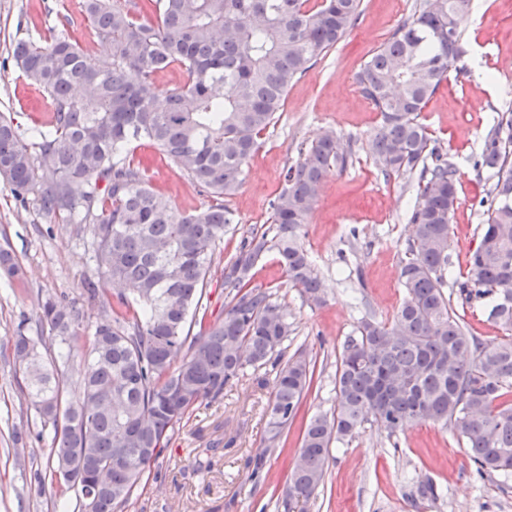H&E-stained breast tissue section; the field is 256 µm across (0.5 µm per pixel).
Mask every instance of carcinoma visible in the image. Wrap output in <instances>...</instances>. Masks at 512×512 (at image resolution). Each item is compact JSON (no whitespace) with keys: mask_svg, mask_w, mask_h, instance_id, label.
Segmentation results:
<instances>
[{"mask_svg":"<svg viewBox=\"0 0 512 512\" xmlns=\"http://www.w3.org/2000/svg\"><path fill=\"white\" fill-rule=\"evenodd\" d=\"M148 2L154 23L114 0H82L88 25L109 48L102 57L63 35L45 45L16 43V64L51 99L54 119L32 129L27 143L0 116V177L41 216L91 226L94 268L83 281L97 310L91 336L83 312L49 295L39 320L51 339L20 332L12 344L21 392L52 433L49 477L37 475L39 487L71 490L70 467L94 491L88 501L74 490L75 505L63 502L60 512H124L173 427L249 369L275 373L266 443L280 447L314 369L300 352L285 358L288 320L267 289L251 285V271L273 250L288 283L322 302L302 228L325 170L342 171L352 160L351 144L332 130L300 153L271 203V226L244 238L224 266V318L207 320V277L232 223L222 200L240 188L288 88L345 37L362 0ZM469 7L470 0H422L357 73L363 96L382 116L370 152L386 175L418 177L400 269L406 297L391 324L365 316L345 340L336 405L302 432L284 499L288 512L322 485L332 443L368 421L390 437L415 421L449 426L478 474H512V339L483 344L468 335L443 291L458 172L419 120L461 57L456 17ZM174 64L188 83L159 105L153 77ZM130 71L141 75L138 82H128ZM143 140L218 203L175 213L132 157L133 143ZM477 167L496 181L460 294L489 300L488 319L512 332L511 112L484 136ZM75 352L83 354L80 392L69 397L56 375ZM100 470L110 483L97 491ZM412 497L433 502L437 487L418 481Z\"/></svg>","mask_w":512,"mask_h":512,"instance_id":"cac0c4a2","label":"carcinoma"}]
</instances>
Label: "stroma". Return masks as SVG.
Returning a JSON list of instances; mask_svg holds the SVG:
<instances>
[{"mask_svg": "<svg viewBox=\"0 0 512 512\" xmlns=\"http://www.w3.org/2000/svg\"><path fill=\"white\" fill-rule=\"evenodd\" d=\"M417 0H363L362 12L345 38L289 87L275 124L263 133L238 192L224 200L234 222L216 250L215 269L206 298L208 318H223L226 293L219 275L243 238L268 229L270 203L284 184L287 165L298 150L324 129L332 128L353 146L346 171L328 170L316 203L302 230V243L323 282L321 305L307 302L290 287L275 252L255 266L253 282L269 289L283 307L291 333L288 353L303 352L315 361L314 381L297 422L281 447L265 449L264 416L274 377L264 384L245 376L223 397L198 404L170 433L160 457L135 488L124 512H285L282 500L302 424L335 407L336 364L342 345L360 319L393 317L405 298L399 279L401 260L412 235L410 209L416 179L386 177L368 151L381 116L359 92L361 65L414 11ZM463 54L429 100L420 119L444 158L458 170L459 206L451 223L445 291L473 336L485 343L505 333L487 318V303L465 300L459 286L467 260L486 219L480 201L493 183L475 164L494 118L512 111V71L499 67L512 60V0H471L459 17ZM64 33L90 52L101 53L81 11L80 0H0V114L20 132L50 123L49 97L30 86L12 57L16 41H44ZM135 159L148 163L150 185L181 215L201 211L214 199L192 184L178 166L148 144ZM86 225L49 224L30 203L16 198L0 179V248L19 263L23 278L0 273V512H56L53 488L38 490L36 474L48 468L50 434L42 433L38 414L24 398L23 374L14 364L11 344L17 334L48 336L38 321V304L46 296L65 297L83 307L82 282L93 268ZM24 439L15 456L11 431ZM204 448L214 449L210 469L194 462ZM264 453L261 472L250 463ZM432 479L437 501L412 502L410 481ZM305 512H512V480L479 476L463 443L449 429L421 421L396 436L366 422L350 437L335 441L323 485L304 506Z\"/></svg>", "mask_w": 512, "mask_h": 512, "instance_id": "1", "label": "stroma"}]
</instances>
